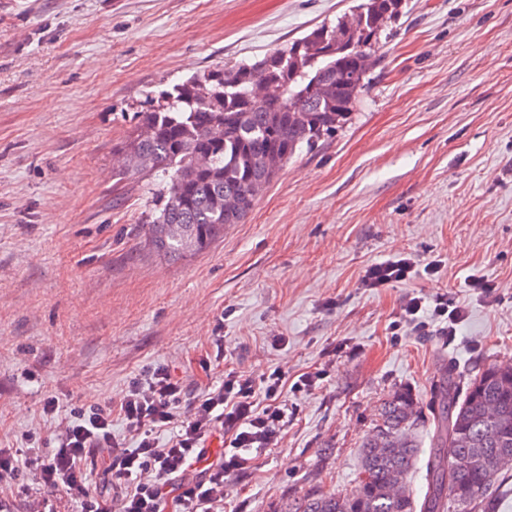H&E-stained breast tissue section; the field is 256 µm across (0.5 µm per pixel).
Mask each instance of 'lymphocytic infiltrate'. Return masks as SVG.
I'll return each mask as SVG.
<instances>
[{"label": "lymphocytic infiltrate", "mask_w": 512, "mask_h": 512, "mask_svg": "<svg viewBox=\"0 0 512 512\" xmlns=\"http://www.w3.org/2000/svg\"><path fill=\"white\" fill-rule=\"evenodd\" d=\"M284 375L225 373L222 383L190 394L167 367L133 378L118 405L74 408L52 436L53 448H0V512H15L23 491L37 512H58L65 494L70 512H162L174 498L178 512H213L224 501V475L247 469L250 449L272 448L286 424L278 401ZM120 415L134 439L125 447L112 431ZM228 442L212 453L211 437Z\"/></svg>", "instance_id": "obj_1"}]
</instances>
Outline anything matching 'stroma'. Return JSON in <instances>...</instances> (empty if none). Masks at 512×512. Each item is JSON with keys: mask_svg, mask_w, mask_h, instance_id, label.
<instances>
[{"mask_svg": "<svg viewBox=\"0 0 512 512\" xmlns=\"http://www.w3.org/2000/svg\"><path fill=\"white\" fill-rule=\"evenodd\" d=\"M351 4L0 0V448L119 402L149 365L190 388L326 365L315 389L283 390L278 445L224 477L223 512H282L312 485H354L394 393L422 407L449 364L512 366V0H407L351 120L203 251L153 250L161 179L117 175L148 92ZM407 254L433 271L363 287L369 266ZM438 293L465 312L454 340L393 330L409 297ZM216 335L224 358L202 371Z\"/></svg>", "mask_w": 512, "mask_h": 512, "instance_id": "1", "label": "stroma"}]
</instances>
